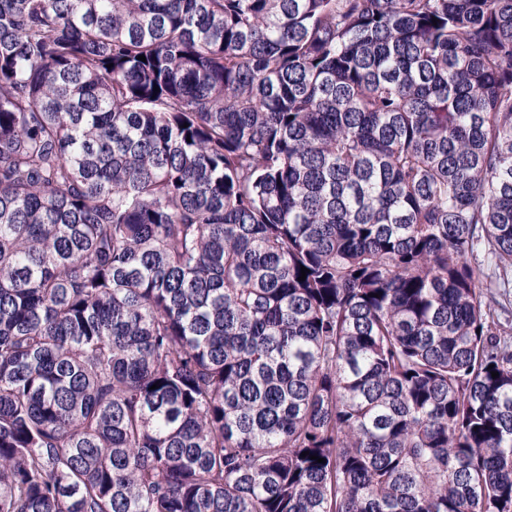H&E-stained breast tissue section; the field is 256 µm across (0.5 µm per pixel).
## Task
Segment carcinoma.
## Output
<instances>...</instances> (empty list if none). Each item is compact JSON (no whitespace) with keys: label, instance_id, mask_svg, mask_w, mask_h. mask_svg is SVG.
<instances>
[{"label":"carcinoma","instance_id":"cac0c4a2","mask_svg":"<svg viewBox=\"0 0 512 512\" xmlns=\"http://www.w3.org/2000/svg\"><path fill=\"white\" fill-rule=\"evenodd\" d=\"M500 288L512 0H0V512H512Z\"/></svg>","mask_w":512,"mask_h":512}]
</instances>
